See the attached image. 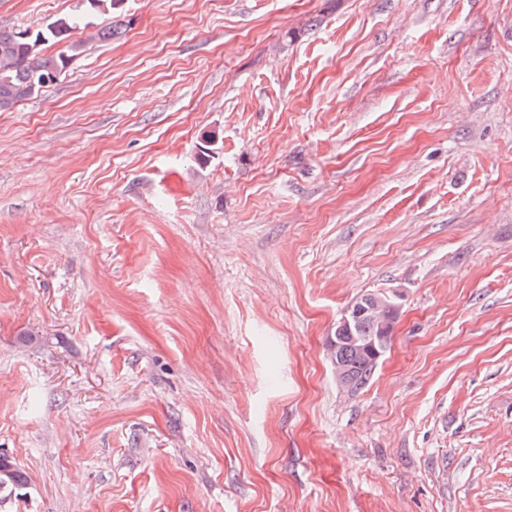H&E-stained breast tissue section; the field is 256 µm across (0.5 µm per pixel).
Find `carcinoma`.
I'll return each mask as SVG.
<instances>
[{"mask_svg":"<svg viewBox=\"0 0 512 512\" xmlns=\"http://www.w3.org/2000/svg\"><path fill=\"white\" fill-rule=\"evenodd\" d=\"M81 19L73 15H56L37 28L0 27V110L13 107L17 102L37 96L65 73L71 62L84 52V44L72 39ZM49 43L65 44L57 54H48ZM354 334L365 342L363 349L351 346L350 338L338 352L345 365L348 378L359 390L370 380L380 355L386 353L372 341L383 335L377 323L367 315L355 324ZM10 468L0 478V500L3 501L29 485L27 473L10 454L0 451V468Z\"/></svg>","mask_w":512,"mask_h":512,"instance_id":"cac0c4a2","label":"carcinoma"}]
</instances>
